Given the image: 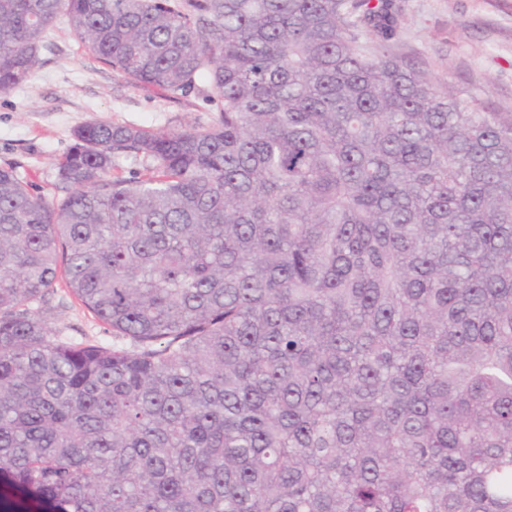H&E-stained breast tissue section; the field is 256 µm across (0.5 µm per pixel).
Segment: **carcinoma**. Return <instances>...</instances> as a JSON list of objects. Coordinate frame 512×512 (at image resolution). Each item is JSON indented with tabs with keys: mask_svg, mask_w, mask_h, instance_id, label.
Listing matches in <instances>:
<instances>
[{
	"mask_svg": "<svg viewBox=\"0 0 512 512\" xmlns=\"http://www.w3.org/2000/svg\"><path fill=\"white\" fill-rule=\"evenodd\" d=\"M61 17L217 115L78 127L52 201L0 168V512H512V112L393 0H0V95ZM47 298L50 326L61 336L74 341L112 342V330L85 309L68 288L59 286Z\"/></svg>",
	"mask_w": 512,
	"mask_h": 512,
	"instance_id": "carcinoma-1",
	"label": "carcinoma"
}]
</instances>
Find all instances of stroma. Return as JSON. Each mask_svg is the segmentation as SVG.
<instances>
[{"label":"stroma","mask_w":512,"mask_h":512,"mask_svg":"<svg viewBox=\"0 0 512 512\" xmlns=\"http://www.w3.org/2000/svg\"><path fill=\"white\" fill-rule=\"evenodd\" d=\"M395 53L439 85H452L469 107L512 112V0H396ZM33 76L0 95V168L18 163L22 177L48 197L63 196L56 162L74 130L103 121L152 129L209 126L200 96L173 98L133 86L86 52L68 23H55L39 49ZM48 320L61 336L108 342L112 332L58 287Z\"/></svg>","instance_id":"obj_1"}]
</instances>
